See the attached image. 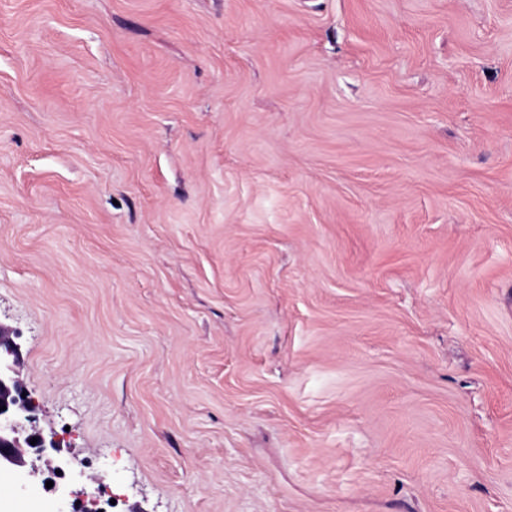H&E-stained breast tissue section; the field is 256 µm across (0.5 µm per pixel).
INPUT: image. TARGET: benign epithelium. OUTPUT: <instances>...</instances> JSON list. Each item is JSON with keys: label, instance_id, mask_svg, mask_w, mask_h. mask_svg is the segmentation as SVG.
Returning a JSON list of instances; mask_svg holds the SVG:
<instances>
[{"label": "benign epithelium", "instance_id": "benign-epithelium-1", "mask_svg": "<svg viewBox=\"0 0 512 512\" xmlns=\"http://www.w3.org/2000/svg\"><path fill=\"white\" fill-rule=\"evenodd\" d=\"M17 346L11 332L0 326V470L3 468L19 470L29 468V474L39 471L40 458H30L27 449L41 453L44 448L55 447V441H46L45 437L34 430L21 436L23 424L21 416L35 410L34 402L22 396V381L15 369ZM37 443H32V438Z\"/></svg>", "mask_w": 512, "mask_h": 512}]
</instances>
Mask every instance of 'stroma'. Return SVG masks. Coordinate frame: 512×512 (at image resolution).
Masks as SVG:
<instances>
[{
	"label": "stroma",
	"mask_w": 512,
	"mask_h": 512,
	"mask_svg": "<svg viewBox=\"0 0 512 512\" xmlns=\"http://www.w3.org/2000/svg\"><path fill=\"white\" fill-rule=\"evenodd\" d=\"M0 325V512H512V0H0ZM17 346L11 332L0 325V471L3 468L21 471L28 467L29 475L39 471L40 458H29L25 448L35 453H41L46 446L45 437L36 430L27 434L21 440L23 424L21 416L35 410L34 402L28 397H22V381L15 369ZM37 443L31 445L32 438Z\"/></svg>",
	"instance_id": "stroma-1"
}]
</instances>
